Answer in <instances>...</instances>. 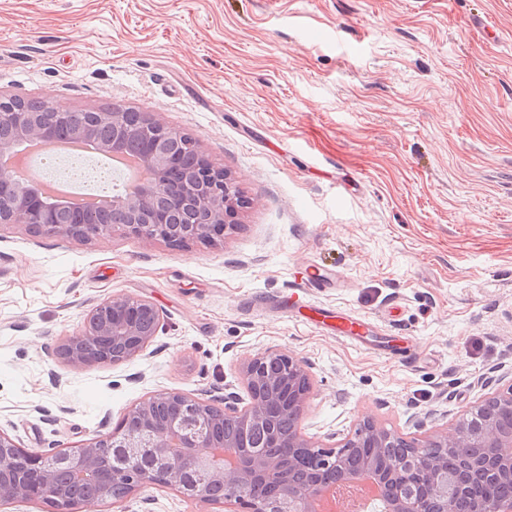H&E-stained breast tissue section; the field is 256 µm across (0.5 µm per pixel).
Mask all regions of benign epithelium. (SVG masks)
Listing matches in <instances>:
<instances>
[{"instance_id":"obj_1","label":"benign epithelium","mask_w":512,"mask_h":512,"mask_svg":"<svg viewBox=\"0 0 512 512\" xmlns=\"http://www.w3.org/2000/svg\"><path fill=\"white\" fill-rule=\"evenodd\" d=\"M70 112H32L19 99L0 95V224L21 223L35 234L89 241L102 234L98 224H70L64 199L45 197L36 181L22 182L9 160L29 143L47 142L55 125L68 124L76 139L94 138L102 127L112 136L99 141L96 154L107 159L136 145L149 179L135 191L107 205L112 227L172 247L191 242L214 244L239 223L244 209L236 181L215 167L193 139L170 128L159 112L141 114L112 108L86 112L85 121H70ZM160 324L150 301L113 295L95 305L83 328L63 337L54 356L80 369L126 362L145 354ZM248 403L233 393L210 400L162 390L129 409L112 431L74 449L28 451L0 431V503L48 499L58 512H79L89 501H120L145 488L168 487L184 498L215 502L195 482L201 471L224 490L225 512H314L325 475L345 479L344 464L353 449L365 444L390 448L404 442L402 465L366 469L387 487L377 512H427L432 497L437 512H460V502L476 475L512 483V379L481 382L487 391L474 415L462 423L419 439L398 436L367 417L339 448L323 449L294 427L283 436L278 422L301 418L312 391L308 368L274 349L245 359L240 366ZM478 448L480 455L449 472L430 451ZM470 512H512V496L484 499Z\"/></svg>"}]
</instances>
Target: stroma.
<instances>
[{
	"instance_id": "stroma-1",
	"label": "stroma",
	"mask_w": 512,
	"mask_h": 512,
	"mask_svg": "<svg viewBox=\"0 0 512 512\" xmlns=\"http://www.w3.org/2000/svg\"><path fill=\"white\" fill-rule=\"evenodd\" d=\"M0 94L161 113L247 201L217 246L0 226V430L18 446L92 442L159 390L243 392L241 361L276 348L311 372L299 426L322 444L368 417L423 437L512 375V0H0ZM308 266L330 285L300 308ZM114 294L160 310L145 356H50ZM94 509L224 512L166 488Z\"/></svg>"
}]
</instances>
